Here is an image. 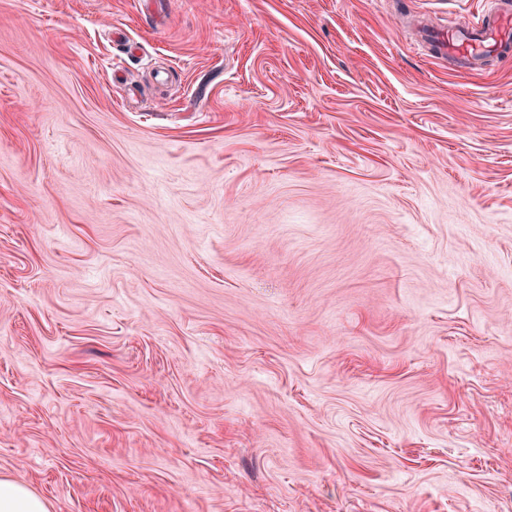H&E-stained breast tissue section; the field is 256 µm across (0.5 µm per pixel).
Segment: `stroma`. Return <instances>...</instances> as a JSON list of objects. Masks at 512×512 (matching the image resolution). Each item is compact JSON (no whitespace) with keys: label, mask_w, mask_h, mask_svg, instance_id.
Listing matches in <instances>:
<instances>
[{"label":"stroma","mask_w":512,"mask_h":512,"mask_svg":"<svg viewBox=\"0 0 512 512\" xmlns=\"http://www.w3.org/2000/svg\"><path fill=\"white\" fill-rule=\"evenodd\" d=\"M486 0H0V476L51 512H512V58ZM487 14L477 23L428 29L423 42L432 52L455 61L461 68L478 71L491 55L512 57V1L490 0Z\"/></svg>","instance_id":"stroma-1"}]
</instances>
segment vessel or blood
I'll return each mask as SVG.
<instances>
[{"instance_id":"b4317fda","label":"vessel or blood","mask_w":512,"mask_h":512,"mask_svg":"<svg viewBox=\"0 0 512 512\" xmlns=\"http://www.w3.org/2000/svg\"><path fill=\"white\" fill-rule=\"evenodd\" d=\"M424 43L468 71L482 69L489 56L512 57V0H489L487 13L467 26L449 24L426 30Z\"/></svg>"}]
</instances>
